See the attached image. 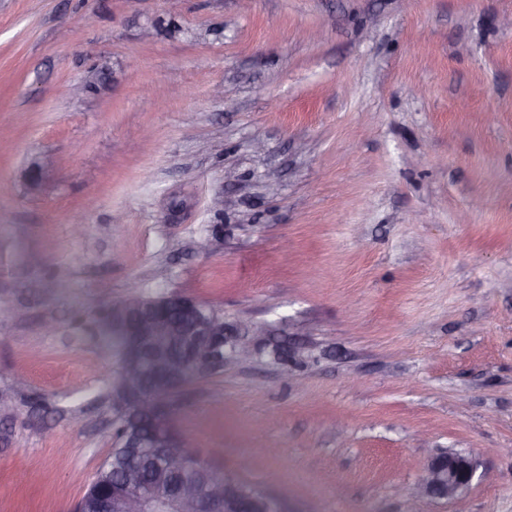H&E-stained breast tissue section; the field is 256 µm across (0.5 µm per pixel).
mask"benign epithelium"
<instances>
[{
    "label": "benign epithelium",
    "instance_id": "7a95c632",
    "mask_svg": "<svg viewBox=\"0 0 512 512\" xmlns=\"http://www.w3.org/2000/svg\"><path fill=\"white\" fill-rule=\"evenodd\" d=\"M201 301L170 294L144 299L131 291L105 310L122 336L125 374L112 395L115 416H126L124 430L130 456L139 457L147 448L163 455L164 466L178 472L184 465L186 448L175 431L174 420L185 385L187 371L206 374L217 371L229 358H246L254 352V337L265 330L239 320L224 318L221 312L201 313ZM445 461L432 457L420 484V494L447 498L471 482L473 459L448 452ZM152 492L142 489L138 476L112 488L104 503L95 499V509L110 512H146L144 504ZM171 512H234L240 508L219 486L200 496L187 484L169 493Z\"/></svg>",
    "mask_w": 512,
    "mask_h": 512
}]
</instances>
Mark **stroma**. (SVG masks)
Instances as JSON below:
<instances>
[{
	"label": "stroma",
	"instance_id": "obj_1",
	"mask_svg": "<svg viewBox=\"0 0 512 512\" xmlns=\"http://www.w3.org/2000/svg\"><path fill=\"white\" fill-rule=\"evenodd\" d=\"M508 15L181 0L169 31L168 0H0V303L26 311L0 322V512H72L106 459L102 311L132 283L265 328L175 430L283 512H512ZM446 451L471 483L418 497Z\"/></svg>",
	"mask_w": 512,
	"mask_h": 512
}]
</instances>
